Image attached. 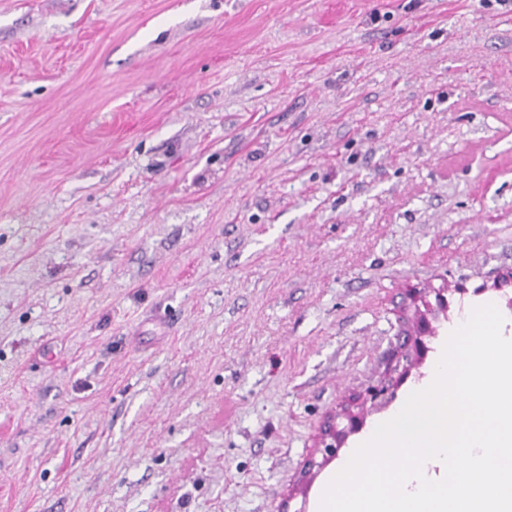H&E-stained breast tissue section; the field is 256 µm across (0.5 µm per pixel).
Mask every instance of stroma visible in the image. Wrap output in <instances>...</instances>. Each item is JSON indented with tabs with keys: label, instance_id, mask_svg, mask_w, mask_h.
Listing matches in <instances>:
<instances>
[{
	"label": "stroma",
	"instance_id": "35a3bbf8",
	"mask_svg": "<svg viewBox=\"0 0 512 512\" xmlns=\"http://www.w3.org/2000/svg\"><path fill=\"white\" fill-rule=\"evenodd\" d=\"M511 274L512 0H0V512H319Z\"/></svg>",
	"mask_w": 512,
	"mask_h": 512
}]
</instances>
